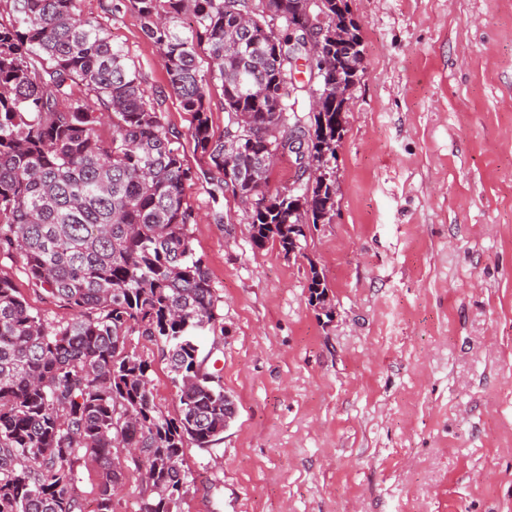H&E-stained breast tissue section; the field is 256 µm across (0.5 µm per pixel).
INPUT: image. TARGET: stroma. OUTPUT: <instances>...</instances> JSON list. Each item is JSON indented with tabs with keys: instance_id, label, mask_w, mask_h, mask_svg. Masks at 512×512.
Returning <instances> with one entry per match:
<instances>
[{
	"instance_id": "35a3bbf8",
	"label": "stroma",
	"mask_w": 512,
	"mask_h": 512,
	"mask_svg": "<svg viewBox=\"0 0 512 512\" xmlns=\"http://www.w3.org/2000/svg\"><path fill=\"white\" fill-rule=\"evenodd\" d=\"M116 2L77 8L181 135L237 406L215 453L185 448L181 512H512V0H348L365 70L332 164L336 212L290 255L256 248L250 206L216 193L157 47ZM0 274L68 318L15 263ZM132 347L177 416L165 357Z\"/></svg>"
}]
</instances>
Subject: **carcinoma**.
I'll use <instances>...</instances> for the list:
<instances>
[{"mask_svg":"<svg viewBox=\"0 0 512 512\" xmlns=\"http://www.w3.org/2000/svg\"><path fill=\"white\" fill-rule=\"evenodd\" d=\"M0 14V258L19 260L29 282L73 312L67 320L31 309L0 274V512H86L78 468L99 467L98 510L116 512L128 457L137 452L141 512H178L188 483L186 443L208 451L234 419V400L207 364L223 341L219 299L193 248L194 179L181 135L162 121L158 99L125 49L77 0H3ZM307 0H129L160 53L171 91L192 114L190 138L219 175L232 164L233 193L252 208V238L301 249L304 229L330 221L334 181L267 196L270 146L307 145L319 166L336 159V80L363 74L360 28L347 0H321L331 35L357 46L345 60L323 45L317 85L293 76L301 35L288 12ZM191 13L185 33L181 17ZM206 48L209 76L198 52ZM221 83L230 130L214 136L210 84ZM324 97L325 113L304 104ZM105 119L112 138L98 134ZM311 294L327 286L310 266ZM154 342L167 357L180 404L158 408L150 364L126 337Z\"/></svg>","mask_w":512,"mask_h":512,"instance_id":"carcinoma-1","label":"carcinoma"}]
</instances>
